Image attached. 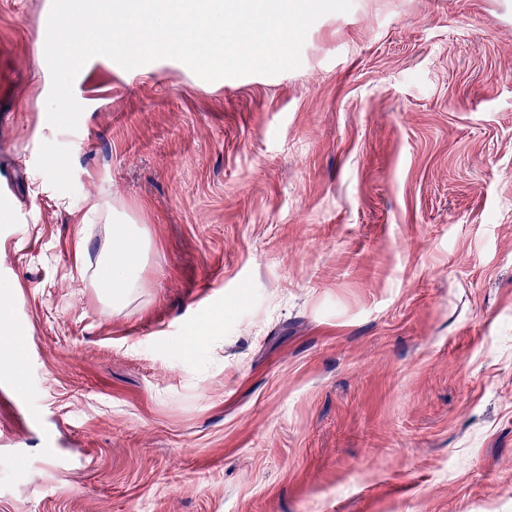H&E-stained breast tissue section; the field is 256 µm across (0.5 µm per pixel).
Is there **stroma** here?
Listing matches in <instances>:
<instances>
[{
	"mask_svg": "<svg viewBox=\"0 0 512 512\" xmlns=\"http://www.w3.org/2000/svg\"><path fill=\"white\" fill-rule=\"evenodd\" d=\"M49 12L0 0V512H512V0H353L275 75L92 64L73 131ZM106 267V276L99 280L103 298L114 307L125 303L138 288L139 259L127 252L106 250L99 259Z\"/></svg>",
	"mask_w": 512,
	"mask_h": 512,
	"instance_id": "obj_1",
	"label": "stroma"
}]
</instances>
